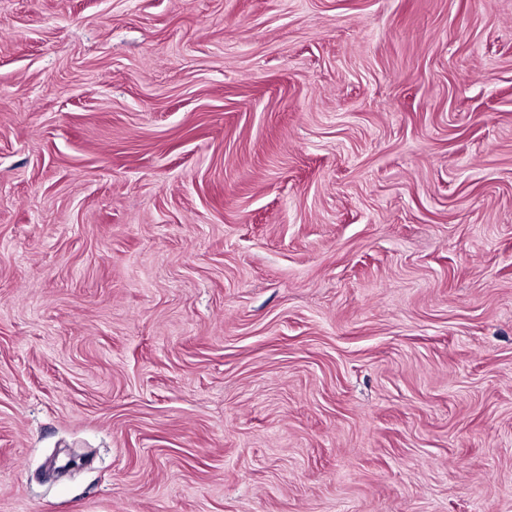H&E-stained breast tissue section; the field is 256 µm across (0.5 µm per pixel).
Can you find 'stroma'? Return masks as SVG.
<instances>
[{
    "mask_svg": "<svg viewBox=\"0 0 512 512\" xmlns=\"http://www.w3.org/2000/svg\"><path fill=\"white\" fill-rule=\"evenodd\" d=\"M0 512H512V0H0Z\"/></svg>",
    "mask_w": 512,
    "mask_h": 512,
    "instance_id": "1",
    "label": "stroma"
}]
</instances>
